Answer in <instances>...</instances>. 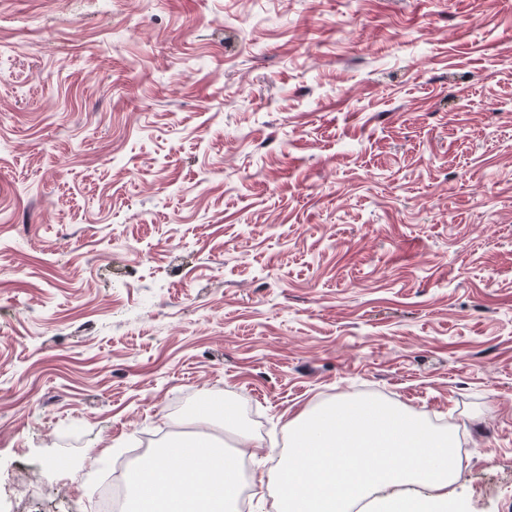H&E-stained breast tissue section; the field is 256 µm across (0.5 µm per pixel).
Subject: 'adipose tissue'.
Returning <instances> with one entry per match:
<instances>
[{
  "label": "adipose tissue",
  "mask_w": 512,
  "mask_h": 512,
  "mask_svg": "<svg viewBox=\"0 0 512 512\" xmlns=\"http://www.w3.org/2000/svg\"><path fill=\"white\" fill-rule=\"evenodd\" d=\"M238 441V455L210 458L205 451L215 442L204 430L196 434L187 454L168 447L144 456L128 476L132 492L128 512H231L239 464L254 445L244 433Z\"/></svg>",
  "instance_id": "ef3b65f1"
}]
</instances>
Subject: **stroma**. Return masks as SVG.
Masks as SVG:
<instances>
[{"label": "stroma", "mask_w": 512, "mask_h": 512, "mask_svg": "<svg viewBox=\"0 0 512 512\" xmlns=\"http://www.w3.org/2000/svg\"><path fill=\"white\" fill-rule=\"evenodd\" d=\"M364 395L512 512V0H0V512Z\"/></svg>", "instance_id": "35a3bbf8"}]
</instances>
